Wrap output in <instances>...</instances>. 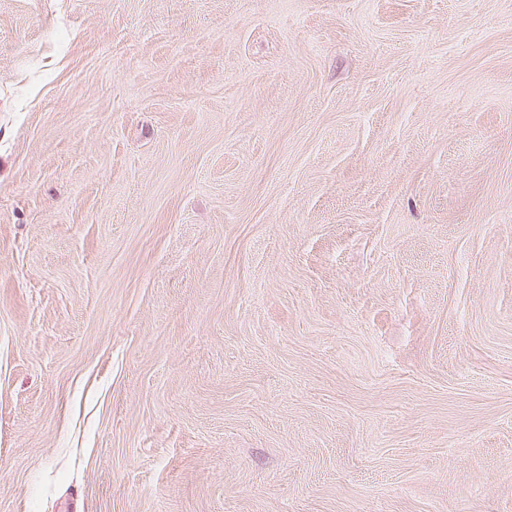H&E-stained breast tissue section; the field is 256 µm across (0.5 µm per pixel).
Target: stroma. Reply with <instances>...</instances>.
Here are the masks:
<instances>
[{
	"label": "stroma",
	"mask_w": 512,
	"mask_h": 512,
	"mask_svg": "<svg viewBox=\"0 0 512 512\" xmlns=\"http://www.w3.org/2000/svg\"><path fill=\"white\" fill-rule=\"evenodd\" d=\"M0 512H512V0H0Z\"/></svg>",
	"instance_id": "1"
}]
</instances>
